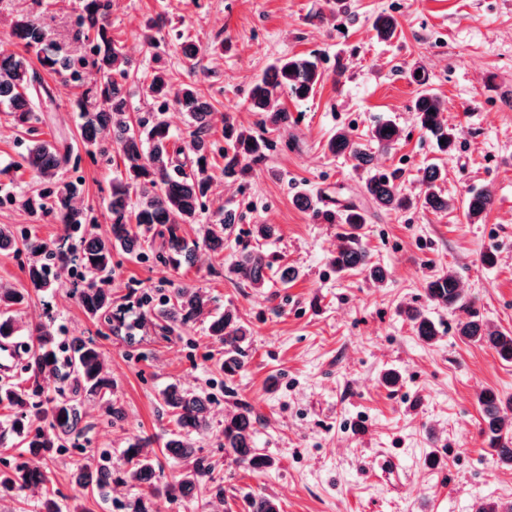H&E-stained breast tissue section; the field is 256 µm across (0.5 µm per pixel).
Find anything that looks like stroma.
I'll list each match as a JSON object with an SVG mask.
<instances>
[{
	"instance_id": "35a3bbf8",
	"label": "stroma",
	"mask_w": 512,
	"mask_h": 512,
	"mask_svg": "<svg viewBox=\"0 0 512 512\" xmlns=\"http://www.w3.org/2000/svg\"><path fill=\"white\" fill-rule=\"evenodd\" d=\"M348 11L332 16L325 0H111L107 20L128 61L124 83L132 115L151 111L147 76L154 53L183 80H195L212 106L210 137L223 139L224 117L258 128L261 117L248 108L247 93L264 70L284 56L314 53L324 77L313 96L284 93L281 107L291 122L274 132L276 150L255 164L245 181L225 179L224 160H212V185L199 224L215 222L226 209L242 216L224 252L201 253L179 269L156 260L139 261L123 250L112 254L110 286L125 309V321L103 330L91 321L75 294L83 269L53 271L49 294H32L22 320L51 324L60 344L93 338L114 382L112 398L123 417L110 420L95 400L84 404L87 430L77 447L51 461L61 503L83 495L89 512H114L133 487H113L110 496L80 492L70 479L75 459L108 452L121 464L129 439L149 438L161 483L173 482L181 465L165 452L174 425L163 408L162 390L178 382L208 392L211 429L196 439L198 456L215 468L223 497L202 491L193 501L162 500L161 512H246L245 498H273L280 512H474L479 501L512 502V469L497 464L481 432L478 397L491 390L512 397V362L485 345L456 334L469 313L489 327L512 331V0H346ZM80 0H0V50L20 51L10 23L21 12L41 19L48 40L75 56L85 51L75 36ZM393 14V38L378 40L374 18ZM168 25L159 50L142 40L157 17ZM194 42L195 60L181 52ZM445 103V120L459 139L449 155L437 151L414 122L412 101L420 86ZM85 68L83 83L67 74L44 73L51 99L42 106L34 132L15 126L0 105V224L28 230L48 241L63 236L62 225L37 217L24 206L39 180L22 168L30 138L63 140L80 153L78 169L66 177L82 183V203L94 230H109L106 198L124 166L116 149L84 154L75 108L82 84L98 81ZM402 130L387 149L374 148L373 167L400 171L402 193L415 198L422 169L439 165L442 192L455 202L445 212L420 209L381 212L361 230L372 262L386 271L384 283L364 272L336 274L329 259L343 227L312 220L293 202L304 192L327 208L345 198L366 199L361 176L349 159L326 144L343 128L363 143L381 120ZM492 186L495 202L479 221L462 205L474 188ZM199 224L184 233L195 238ZM272 224L275 237L255 238L251 228ZM266 252L274 266L298 269L281 284L270 276L262 288L243 286L232 271L242 247ZM495 250L487 265L483 254ZM457 274L470 310L451 311L428 301L425 284L447 270ZM202 290L216 311L232 310L250 334L242 348L243 369L226 379L215 361L223 352L198 322L164 336L138 304L143 294L161 301L172 285ZM417 308L436 324L435 342L420 340L406 317ZM399 372L386 386L384 372ZM250 407L260 423L257 446L273 465L251 472L222 448L225 417ZM399 459L401 479L384 476L385 457Z\"/></svg>"
}]
</instances>
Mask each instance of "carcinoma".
Returning <instances> with one entry per match:
<instances>
[{
  "mask_svg": "<svg viewBox=\"0 0 512 512\" xmlns=\"http://www.w3.org/2000/svg\"><path fill=\"white\" fill-rule=\"evenodd\" d=\"M77 16L79 32L91 39L94 47L92 65L101 76L99 84L84 89L77 100L83 122L80 139L89 154L104 153L102 136L109 133L121 156L125 174L112 179L107 203L110 227L106 235L88 229L91 224L89 210L77 202L81 192L77 181L56 179L59 170L72 156L69 145L55 141L35 139L27 147L23 162L48 183L26 199V206L34 214H48L65 231V237L79 234L80 250L70 256L62 245L18 233L9 224L0 225V254L24 249L32 260L27 269L29 287L0 286V340L11 339L18 333L17 314L27 306L30 291L50 288L45 260L49 257L67 263L77 262L90 275L87 284L79 290L78 299L87 317L107 326L120 320L121 308L112 300V289L105 287L97 277L112 269V250L119 246L129 254L145 259L153 254L160 262L178 269L184 263L197 260L199 249L210 254L224 252L233 226L237 223L234 212L226 210L214 224H199V237L190 242L183 234V225L198 224V216L206 197L212 167L214 142L208 139L211 106L204 101L193 82L177 78L172 71L159 65L154 68L148 91L157 103V111L147 112L137 121L129 116V101L121 80L128 78L124 68L126 58L120 45L112 39L106 24L109 0H81ZM397 20L391 15H380L373 29L378 39H391ZM12 35L24 46L26 54L0 53V104H7L10 115L19 127L31 126L38 121L36 100L48 90L41 84L27 54L34 53L41 67L50 72H67L76 82L81 81V68L85 61L50 52L46 48L45 32L39 20L28 14H19L11 23ZM323 73L314 55L288 56L271 64L248 93L249 108L263 116V123L271 129H288V111L277 107L276 94L289 92L298 100L308 98L322 80ZM190 115L193 130L186 147H177L165 119L169 108ZM412 111L417 125L427 131L437 148L451 153L456 148L458 132L448 127L443 118L444 103L426 90L417 93ZM400 136L393 122H381L372 129L371 139L379 146L390 147ZM224 143L221 148L226 178L245 179L251 165L262 161L273 142L251 130L238 126L231 117L224 119ZM334 155H345L353 161L355 169L367 171L360 192L378 211L403 210L417 207L432 212L446 211L451 200L436 190L443 180L442 169L431 164L423 169L421 182L425 190L413 201L403 196L396 176L371 172L372 154L366 146L342 130L327 144ZM495 194L490 186L470 191L464 207L471 219H478L493 206ZM294 204L311 214L316 220L328 224L340 222L346 229L330 258L336 272L362 269L369 277L381 283L384 270L370 263L361 244L359 230L368 221V212L354 203L346 205L341 216L324 209L306 194H298ZM271 268L263 253L243 251L233 266L240 280L253 288L266 282V270ZM427 298L445 308L464 307L462 289L454 272L448 271L426 283ZM154 325L164 332H173L201 319L207 321V333L224 346V356L217 367L224 377H234L244 365L241 343L249 330L240 323L231 310L212 314L208 301L200 292L186 287L172 289L162 305L148 310ZM419 339L430 343L438 336L433 320L423 312L407 311ZM462 338L479 342L493 349L504 361H512V333L490 330L471 314L457 324ZM32 345L29 349L26 387H1L0 408L10 411L8 431L18 439V445L28 455L27 460L11 468L0 470V501L27 489H40L42 496L36 512H62L61 505L48 484L50 471L44 460L62 452L78 438L84 429L82 394L97 398L105 405L107 416L119 419L122 408L112 400V376L104 356L95 341L74 338L62 348L51 326L40 324L28 331ZM55 385L56 396L44 397L50 385ZM163 406L170 414L176 431L165 443L168 456L183 464L175 483L160 490L155 484L156 467L146 451L147 440L132 438L123 450L124 463L112 466L108 454L102 453L93 461L77 460L72 467V482L85 490L100 491L114 485H132L147 491L127 500L124 512H160L161 495L174 493L193 500L201 488L216 496H224V486L214 483L210 463L196 455L194 439L210 427L211 397L204 393L172 383L162 392ZM482 412L481 432L497 457V462L512 467V422L502 414V400L497 393L486 390L479 396ZM258 419L251 410L224 419V450L236 462L262 472L272 466V460L257 448ZM249 512H279L277 503L269 497L252 496L247 499Z\"/></svg>",
  "mask_w": 512,
  "mask_h": 512,
  "instance_id": "obj_1",
  "label": "carcinoma"
}]
</instances>
